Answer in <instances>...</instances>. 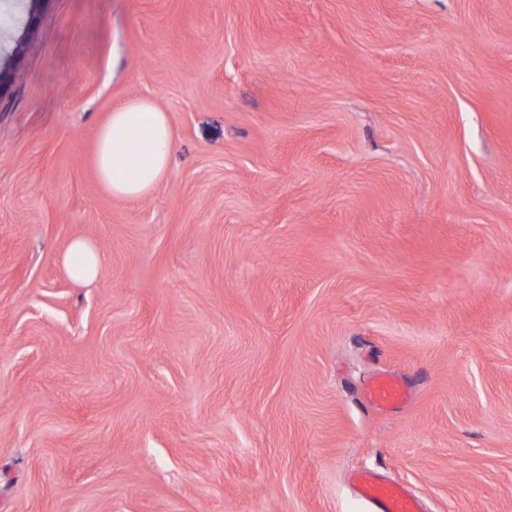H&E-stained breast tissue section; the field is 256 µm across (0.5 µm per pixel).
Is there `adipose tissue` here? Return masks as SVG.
I'll return each instance as SVG.
<instances>
[{"label":"adipose tissue","mask_w":512,"mask_h":512,"mask_svg":"<svg viewBox=\"0 0 512 512\" xmlns=\"http://www.w3.org/2000/svg\"><path fill=\"white\" fill-rule=\"evenodd\" d=\"M173 129L168 112L149 97L126 100L97 130L94 168L99 183L118 199L155 194L171 175ZM59 262L78 283L95 280L103 260L88 239L71 241Z\"/></svg>","instance_id":"ef3b65f1"}]
</instances>
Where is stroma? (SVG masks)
Wrapping results in <instances>:
<instances>
[{"label":"stroma","mask_w":512,"mask_h":512,"mask_svg":"<svg viewBox=\"0 0 512 512\" xmlns=\"http://www.w3.org/2000/svg\"><path fill=\"white\" fill-rule=\"evenodd\" d=\"M4 11L0 512H378L358 471L512 512V0ZM138 96L172 172L119 200L91 158ZM69 278L77 283L95 280L101 274L103 260L97 247L88 239L75 238L59 257ZM367 397L375 405L389 408L404 402L406 394L395 377L382 375L370 382Z\"/></svg>","instance_id":"stroma-1"}]
</instances>
